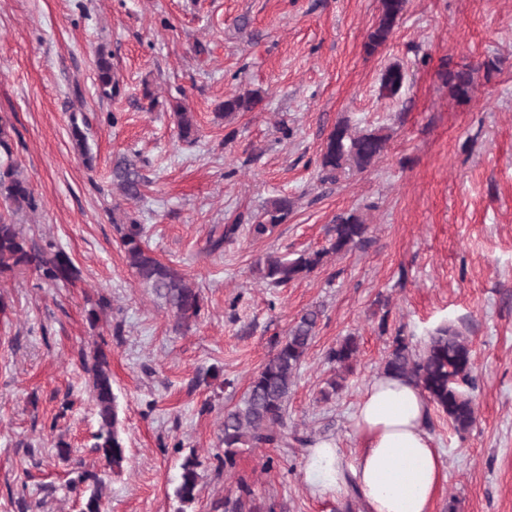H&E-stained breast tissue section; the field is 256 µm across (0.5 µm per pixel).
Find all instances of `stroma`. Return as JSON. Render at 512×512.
I'll use <instances>...</instances> for the list:
<instances>
[{
	"instance_id": "35a3bbf8",
	"label": "stroma",
	"mask_w": 512,
	"mask_h": 512,
	"mask_svg": "<svg viewBox=\"0 0 512 512\" xmlns=\"http://www.w3.org/2000/svg\"><path fill=\"white\" fill-rule=\"evenodd\" d=\"M378 11L379 0H0V118L34 197L14 220L80 271L55 285L31 268L0 275V512H80L86 471L103 481V512H176L190 454L200 462L194 512H216L242 478L259 512H348L306 484L308 449L244 447L231 471L217 468L225 410L312 307L322 317L289 427L352 460L353 407L393 336L419 350L452 325L472 349L476 421L459 432L429 414L445 466L433 512H452V500L453 512H512V0H408L369 56ZM102 52L120 81L109 99L95 87ZM391 65L405 83L387 98ZM464 67L474 90L462 100L442 74ZM255 90L253 111L224 117L225 98ZM178 96L196 144L177 137L167 103ZM74 114L86 121L89 165L70 134ZM341 121L383 129L388 150L327 182L321 148ZM125 157L144 179L137 199L112 181ZM278 196L294 206L270 236L243 225L223 240L225 225ZM351 211L368 225L364 246L278 288L254 273L260 257L328 247L332 221ZM129 216L154 256L200 288L188 331L174 330L128 268ZM348 336L359 344L352 370L322 399L336 374L326 354ZM99 348L123 419L118 470L92 449L83 361Z\"/></svg>"
}]
</instances>
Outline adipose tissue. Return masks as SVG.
Listing matches in <instances>:
<instances>
[{"mask_svg":"<svg viewBox=\"0 0 512 512\" xmlns=\"http://www.w3.org/2000/svg\"><path fill=\"white\" fill-rule=\"evenodd\" d=\"M430 405L407 378L383 373L364 390L351 416L362 440L353 461L336 444L311 448L305 481L323 495L356 487L365 512H433L443 461L425 430Z\"/></svg>","mask_w":512,"mask_h":512,"instance_id":"ef3b65f1","label":"adipose tissue"}]
</instances>
